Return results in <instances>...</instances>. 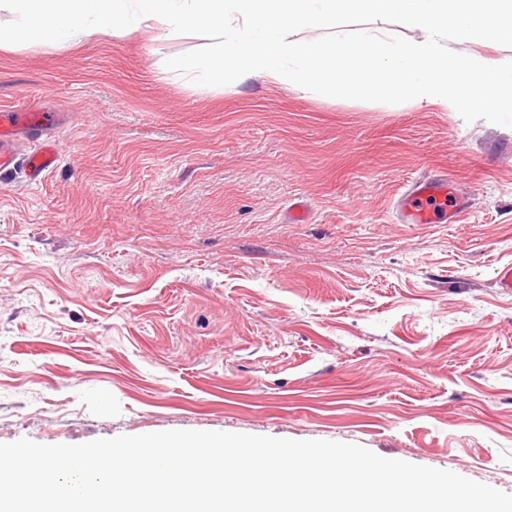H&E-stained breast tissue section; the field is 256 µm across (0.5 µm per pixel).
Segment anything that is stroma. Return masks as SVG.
Wrapping results in <instances>:
<instances>
[{"label":"stroma","instance_id":"obj_1","mask_svg":"<svg viewBox=\"0 0 512 512\" xmlns=\"http://www.w3.org/2000/svg\"><path fill=\"white\" fill-rule=\"evenodd\" d=\"M205 44L0 50V108L61 116L0 173V443L340 441L512 493V128L163 73ZM422 176L456 223L401 221ZM58 162L54 146L47 140L38 141L35 148L27 156L30 180L37 182L49 172Z\"/></svg>","mask_w":512,"mask_h":512}]
</instances>
